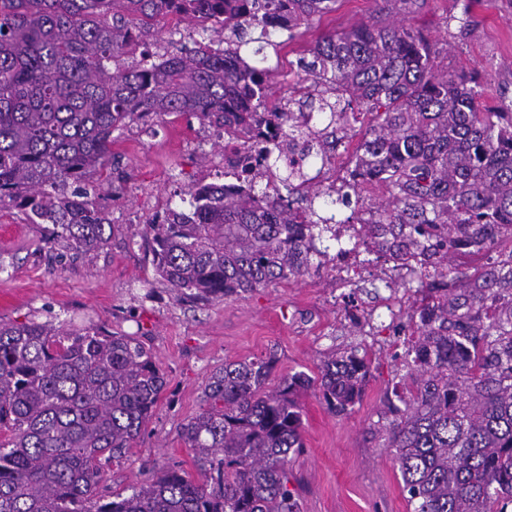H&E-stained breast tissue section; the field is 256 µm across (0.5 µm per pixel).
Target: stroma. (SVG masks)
I'll list each match as a JSON object with an SVG mask.
<instances>
[{"instance_id": "obj_1", "label": "stroma", "mask_w": 512, "mask_h": 512, "mask_svg": "<svg viewBox=\"0 0 512 512\" xmlns=\"http://www.w3.org/2000/svg\"><path fill=\"white\" fill-rule=\"evenodd\" d=\"M377 0H341L336 12L302 29L294 41L281 32L249 30L240 49L251 65L271 70L269 97L278 102L298 81L295 62L325 33L346 31L375 14ZM462 0H427L410 26L424 30L438 63L477 75L483 103L512 101V0H477L465 32L445 19ZM118 164L100 198L112 220L107 246L94 258L62 253L46 243L43 225L0 209V319L13 323L58 319L74 329L137 337L154 354L167 387L134 448L113 468L120 491L145 469L176 468L203 479L180 427L203 406L210 374L227 361L274 355L271 384L290 373L316 375L323 357L360 345L372 359L362 401L342 416L317 392L301 395L303 446L288 465L300 512H410L385 427L389 395L406 371L403 342L363 336L348 319L353 308L336 288L334 262L318 273L229 299L178 296L156 273L143 227L164 204L183 208L181 193L200 180H224V143L188 114L138 124L113 147Z\"/></svg>"}]
</instances>
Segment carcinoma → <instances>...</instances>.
Here are the masks:
<instances>
[{
  "label": "carcinoma",
  "mask_w": 512,
  "mask_h": 512,
  "mask_svg": "<svg viewBox=\"0 0 512 512\" xmlns=\"http://www.w3.org/2000/svg\"><path fill=\"white\" fill-rule=\"evenodd\" d=\"M340 0H0V207L47 224L53 243L91 256L112 228L99 204L112 177L116 138L134 122L191 112L224 128L233 165L260 149L268 167L280 140L312 134L295 113L325 121L372 116L347 182L331 192L305 170L281 182L306 186L309 206L274 187L199 181L189 211L165 208L145 225L156 271L178 295L227 299L320 268L336 245L316 216L318 198L368 206L362 225L374 269L391 252L417 260L403 282L421 294L405 355L412 387L388 422L411 512H508L512 504V102L480 105L487 88L436 63L424 32L395 14L424 0H381L375 15L324 35L299 59L306 92L274 112L280 133L254 140L265 121L266 72L240 55L249 29L292 41ZM474 0L446 18L459 31ZM190 28L192 45L160 57L132 47L163 19ZM224 38L197 40L196 27ZM385 187L368 202L359 189ZM329 245L320 250L315 240ZM271 357L226 361L202 391L204 407L181 438L210 480L179 470L148 473L130 494L107 476L152 416L166 378L132 336L51 321H0V512H300L288 488V455L303 447L299 396L316 388L333 414L360 402L370 372L353 346L268 387Z\"/></svg>",
  "instance_id": "obj_1"
}]
</instances>
